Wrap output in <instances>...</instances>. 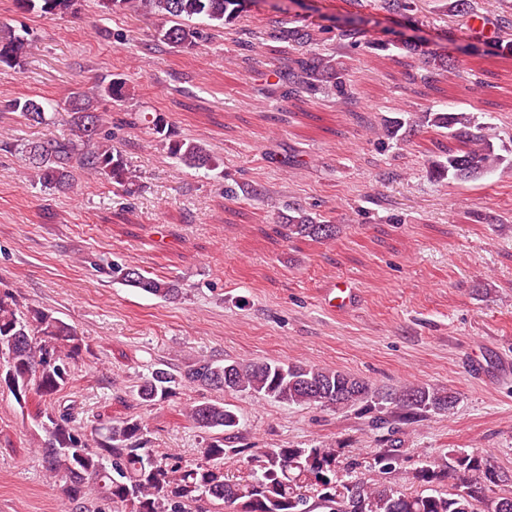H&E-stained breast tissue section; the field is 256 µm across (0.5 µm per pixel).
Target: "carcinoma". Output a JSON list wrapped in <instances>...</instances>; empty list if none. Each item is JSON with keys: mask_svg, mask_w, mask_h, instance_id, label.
<instances>
[{"mask_svg": "<svg viewBox=\"0 0 512 512\" xmlns=\"http://www.w3.org/2000/svg\"><path fill=\"white\" fill-rule=\"evenodd\" d=\"M251 0H101L109 12L161 20V40L172 47L191 49L197 44L201 20L213 28L232 23ZM77 0H14L21 13L61 14L74 10ZM365 19L347 16L341 36H364ZM318 33L307 26L281 27L275 37L293 46L309 47ZM28 39L9 27L0 28V66L21 67ZM279 82L299 91L324 85L350 98L345 70L336 59L310 51L288 59L278 70ZM97 97L122 102L130 95L125 79L113 77L96 87ZM10 109L27 121L41 124L51 102L16 99ZM61 111L67 114V134L62 138L31 140L17 145L25 174L53 193H70L78 187L77 173L103 177L122 191H135L136 175L119 151L102 140L108 113L94 108L82 91H71ZM160 145L184 166L215 170L223 160L200 141L176 139L165 118L150 120ZM430 126L443 130L462 144L437 160L439 177L475 180L494 171L503 159L496 154L486 126L467 112H431ZM334 225L320 224L301 209L288 216V237L328 240ZM127 286L166 301L181 294V286L151 272L128 267ZM0 381L15 394L34 393L48 401L41 428L43 465L60 482L63 496L79 503L85 488L95 486L103 498L123 512H512V494L499 496L495 488L512 484V473L498 469L481 453L451 449L440 461H426L414 472L389 484L375 486L353 476L352 467L339 460L336 450L324 445L296 448H259L252 454L248 479L236 483L224 474V432L239 427L240 416L222 399H205L191 405L187 418L213 433L201 458L188 465L171 464L150 448L148 430L141 419H114L106 432H86L77 426L71 408H58L57 399L72 369L86 350L76 328L40 306H23L11 293H0ZM179 387H200L222 392H245L287 405L317 404L340 410L377 401L378 409L400 421H412L432 411L451 413L457 398L432 385H408L383 394L343 371L315 365L277 362H222L200 356L172 374L157 368L138 386L144 403L164 401ZM397 459L389 451L373 457V467L383 474L396 471ZM420 487L409 493L404 484Z\"/></svg>", "mask_w": 512, "mask_h": 512, "instance_id": "1", "label": "carcinoma"}]
</instances>
